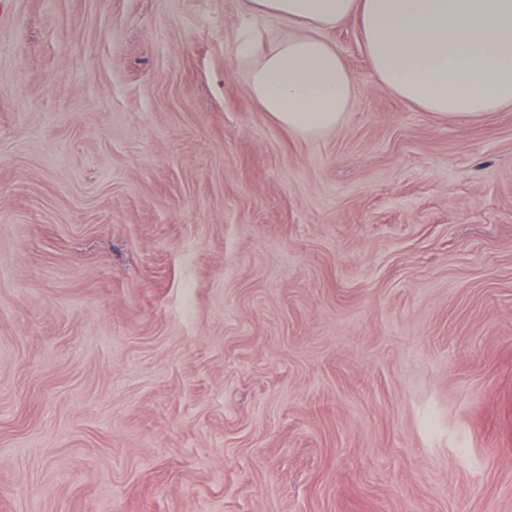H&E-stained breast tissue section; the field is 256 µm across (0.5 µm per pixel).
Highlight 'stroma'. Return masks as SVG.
<instances>
[{
    "label": "stroma",
    "mask_w": 512,
    "mask_h": 512,
    "mask_svg": "<svg viewBox=\"0 0 512 512\" xmlns=\"http://www.w3.org/2000/svg\"><path fill=\"white\" fill-rule=\"evenodd\" d=\"M246 0H0V512H512V107L301 137Z\"/></svg>",
    "instance_id": "1"
}]
</instances>
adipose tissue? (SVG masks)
<instances>
[{
	"label": "adipose tissue",
	"mask_w": 512,
	"mask_h": 512,
	"mask_svg": "<svg viewBox=\"0 0 512 512\" xmlns=\"http://www.w3.org/2000/svg\"><path fill=\"white\" fill-rule=\"evenodd\" d=\"M250 15L285 23L252 57L249 89L281 126L313 135L340 126L354 79L329 31L354 22L376 80L400 99L466 120L512 106V0H247Z\"/></svg>",
	"instance_id": "adipose-tissue-1"
}]
</instances>
